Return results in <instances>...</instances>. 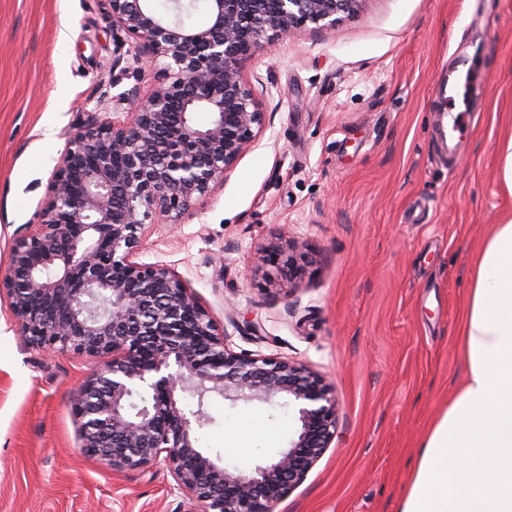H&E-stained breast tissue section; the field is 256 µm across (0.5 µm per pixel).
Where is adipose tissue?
Returning a JSON list of instances; mask_svg holds the SVG:
<instances>
[{
    "instance_id": "1",
    "label": "adipose tissue",
    "mask_w": 512,
    "mask_h": 512,
    "mask_svg": "<svg viewBox=\"0 0 512 512\" xmlns=\"http://www.w3.org/2000/svg\"><path fill=\"white\" fill-rule=\"evenodd\" d=\"M466 377L417 453L398 512H512V218L493 225L463 321Z\"/></svg>"
}]
</instances>
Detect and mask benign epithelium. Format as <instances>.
Returning <instances> with one entry per match:
<instances>
[{
	"label": "benign epithelium",
	"mask_w": 512,
	"mask_h": 512,
	"mask_svg": "<svg viewBox=\"0 0 512 512\" xmlns=\"http://www.w3.org/2000/svg\"><path fill=\"white\" fill-rule=\"evenodd\" d=\"M106 2L134 69L166 63L146 96L112 97L115 114L135 103L125 119L93 115L79 128L0 286L25 345L103 360L73 401L84 453L117 472L164 463L201 512H276L336 438L335 385L303 362L229 349L178 273L135 256L146 221L178 223L263 131L266 113L240 60L309 24L329 33L367 0H204L202 25L182 18L192 0H169V13L153 0ZM304 261L288 240L260 257L290 273ZM213 397L283 401L297 422L288 447L249 472L219 464L198 445Z\"/></svg>",
	"instance_id": "1"
}]
</instances>
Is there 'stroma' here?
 Instances as JSON below:
<instances>
[{"instance_id":"35a3bbf8","label":"stroma","mask_w":512,"mask_h":512,"mask_svg":"<svg viewBox=\"0 0 512 512\" xmlns=\"http://www.w3.org/2000/svg\"><path fill=\"white\" fill-rule=\"evenodd\" d=\"M102 0H0V266L72 136L103 99L147 94L155 71ZM473 62L480 116L460 148L436 139L438 95ZM266 127L180 223L155 218L135 257L184 278L236 352L308 364L341 402L330 448L277 512H397L416 452L466 376L458 346L473 266L512 217V0H367L331 34L263 43L240 65ZM295 279L258 264L280 239ZM100 361L22 343L0 290V512H197L165 467L115 472L79 448L76 387ZM199 446L250 470L288 445L287 407L209 400ZM248 424L251 450L226 452Z\"/></svg>"}]
</instances>
